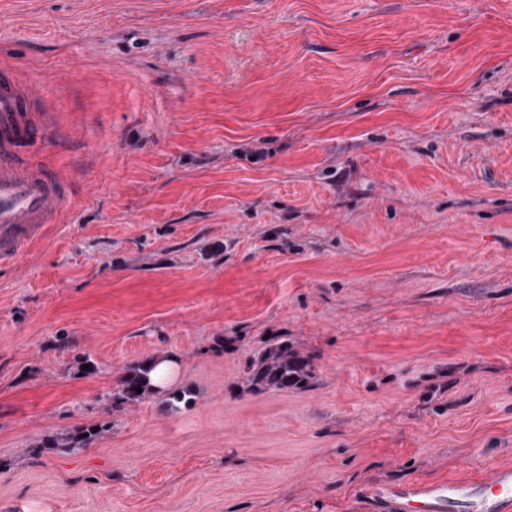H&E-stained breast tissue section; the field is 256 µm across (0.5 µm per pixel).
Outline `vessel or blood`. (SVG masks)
I'll use <instances>...</instances> for the list:
<instances>
[{
  "label": "vessel or blood",
  "instance_id": "obj_1",
  "mask_svg": "<svg viewBox=\"0 0 512 512\" xmlns=\"http://www.w3.org/2000/svg\"><path fill=\"white\" fill-rule=\"evenodd\" d=\"M56 129L45 98L14 71L0 70V261L20 255L69 202L66 181L24 151ZM377 497L389 512H452L464 502L473 512H512V466L475 483L388 486Z\"/></svg>",
  "mask_w": 512,
  "mask_h": 512
}]
</instances>
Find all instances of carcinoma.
<instances>
[{
    "label": "carcinoma",
    "instance_id": "cac0c4a2",
    "mask_svg": "<svg viewBox=\"0 0 512 512\" xmlns=\"http://www.w3.org/2000/svg\"><path fill=\"white\" fill-rule=\"evenodd\" d=\"M252 384L262 390L286 391L304 387L312 378L314 366L312 360L301 356L286 342L272 343L256 359L249 362ZM153 364L139 365L128 372L120 381L115 393L118 403L135 402L145 398L153 390ZM142 392H137V389ZM95 435L86 428L73 436L64 435L53 440L56 446L65 445L81 448Z\"/></svg>",
    "mask_w": 512,
    "mask_h": 512
}]
</instances>
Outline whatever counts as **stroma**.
Here are the masks:
<instances>
[{
	"label": "stroma",
	"mask_w": 512,
	"mask_h": 512,
	"mask_svg": "<svg viewBox=\"0 0 512 512\" xmlns=\"http://www.w3.org/2000/svg\"><path fill=\"white\" fill-rule=\"evenodd\" d=\"M1 67L70 202L0 264V512H382L512 465V0H0ZM272 341L305 387H252ZM155 357L193 403H114Z\"/></svg>",
	"instance_id": "1"
}]
</instances>
